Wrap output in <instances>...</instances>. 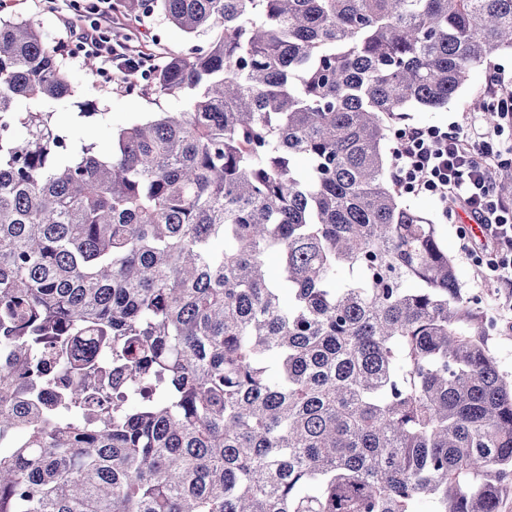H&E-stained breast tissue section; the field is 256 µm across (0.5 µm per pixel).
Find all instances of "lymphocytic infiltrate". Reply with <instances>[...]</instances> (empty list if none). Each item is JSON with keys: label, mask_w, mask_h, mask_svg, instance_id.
Wrapping results in <instances>:
<instances>
[{"label": "lymphocytic infiltrate", "mask_w": 512, "mask_h": 512, "mask_svg": "<svg viewBox=\"0 0 512 512\" xmlns=\"http://www.w3.org/2000/svg\"><path fill=\"white\" fill-rule=\"evenodd\" d=\"M112 0H98L95 17L78 38L84 55L116 64L118 70L150 72L152 54L130 55L123 44H111L103 24ZM500 127L415 126L404 124L393 132V179L406 194L427 193L462 202L477 222L476 230L460 226L462 251L471 259L482 283L494 287L499 300L512 307V203L495 187L494 172L502 162Z\"/></svg>", "instance_id": "f902f5d3"}]
</instances>
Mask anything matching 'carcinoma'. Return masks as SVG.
<instances>
[{
    "label": "carcinoma",
    "mask_w": 512,
    "mask_h": 512,
    "mask_svg": "<svg viewBox=\"0 0 512 512\" xmlns=\"http://www.w3.org/2000/svg\"><path fill=\"white\" fill-rule=\"evenodd\" d=\"M121 2L213 36L105 156L20 111L70 48L0 19V512H499L512 380L384 144L512 0Z\"/></svg>",
    "instance_id": "carcinoma-1"
}]
</instances>
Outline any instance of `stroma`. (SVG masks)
Segmentation results:
<instances>
[{"label": "stroma", "mask_w": 512, "mask_h": 512, "mask_svg": "<svg viewBox=\"0 0 512 512\" xmlns=\"http://www.w3.org/2000/svg\"><path fill=\"white\" fill-rule=\"evenodd\" d=\"M0 17L24 20L40 29L50 42L75 43L74 24L86 20L85 12L79 11L72 0H0ZM112 40L132 36L137 49L163 57L167 52L183 50L190 42L181 30L154 19L135 23L122 14H115L114 24L108 30ZM85 57L73 53L68 61V76L76 89L75 100L45 104L50 112L51 122L68 135L74 147L88 141L96 142L100 153H107L111 139L119 129L142 120L157 112L181 109L184 98L154 93L142 96L137 90L119 87L117 79L101 81L99 73L84 67ZM501 72L504 78L512 79V53L493 52L484 64L476 68L468 84L440 109L414 108L405 112L404 123L416 126L452 125L467 123L469 118L486 120L478 104L487 99V83L494 72ZM95 103L97 112L93 117L81 116L79 105ZM404 204L424 213L436 224L441 244L453 259L457 277L465 293L479 307L484 309L495 323L488 329L489 347L501 373L512 379V310L500 307L493 289L480 284L475 268L460 250L455 224L449 223L442 215L446 205L426 194L403 195Z\"/></svg>", "instance_id": "obj_1"}]
</instances>
